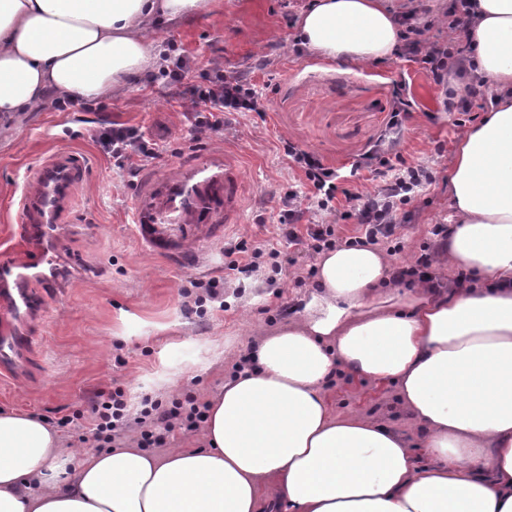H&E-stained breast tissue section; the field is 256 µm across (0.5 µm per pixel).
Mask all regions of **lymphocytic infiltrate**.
Here are the masks:
<instances>
[{"instance_id": "1", "label": "lymphocytic infiltrate", "mask_w": 512, "mask_h": 512, "mask_svg": "<svg viewBox=\"0 0 512 512\" xmlns=\"http://www.w3.org/2000/svg\"><path fill=\"white\" fill-rule=\"evenodd\" d=\"M461 14H449L448 29L451 39L431 43L422 42L419 15L405 18L403 39L406 47L417 57L419 64L439 85H446L449 72L467 61V47L458 34L464 31L469 0H456ZM149 84L175 89L192 117L191 131L218 134L224 130V115L228 112H254L260 106V95L255 85L243 76L225 74L223 68H198L194 59L176 46H169L161 55L156 72L149 74ZM96 141L112 160L114 168L132 169L134 161L150 162L162 151L158 143L146 138L139 128L110 124L100 127ZM288 159L299 167L310 188L319 211L336 216L337 220H354L356 235L343 238L333 224L300 225L301 202L296 192H288L281 201L278 222L284 226L289 244L303 247L308 254H319L342 245L378 246L389 253L401 250L397 228L407 220L406 205L417 198L421 189L431 184L435 175L425 165H407L399 160L397 151L384 140H377L364 156L366 167L372 168L381 182L368 193L354 192L342 184L339 169L327 166L314 153L301 149L293 142L282 144ZM432 244L423 246L420 253L406 265L395 267L392 280L408 286L435 281L432 272L437 245L448 240V227L432 225ZM232 278L244 280L262 270L281 275L297 259L274 245L249 248L240 242L224 252ZM138 416H130L125 393L115 388L97 392L87 407L59 419L58 424L74 434L79 442L95 438L101 447L111 448L123 443L128 432H135L134 442L140 448L164 447L174 433H193L206 421L208 403L191 394L168 401L143 397Z\"/></svg>"}]
</instances>
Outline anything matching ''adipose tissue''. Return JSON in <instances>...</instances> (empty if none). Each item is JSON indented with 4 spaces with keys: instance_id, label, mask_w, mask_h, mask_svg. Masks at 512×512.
I'll return each instance as SVG.
<instances>
[{
    "instance_id": "1",
    "label": "adipose tissue",
    "mask_w": 512,
    "mask_h": 512,
    "mask_svg": "<svg viewBox=\"0 0 512 512\" xmlns=\"http://www.w3.org/2000/svg\"><path fill=\"white\" fill-rule=\"evenodd\" d=\"M207 2L0 0V113L110 97L158 64L148 31ZM470 14L467 76L494 100L455 148L445 254L481 282L400 294L379 249L327 251L301 315L211 399L207 448H73L64 478L59 433L0 413V512H512V0ZM297 30L303 49L360 63L402 36L385 0H312ZM341 367L395 385L428 465L397 431L333 413L324 387Z\"/></svg>"
}]
</instances>
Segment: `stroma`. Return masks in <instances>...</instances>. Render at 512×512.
Wrapping results in <instances>:
<instances>
[{
    "instance_id": "obj_1",
    "label": "stroma",
    "mask_w": 512,
    "mask_h": 512,
    "mask_svg": "<svg viewBox=\"0 0 512 512\" xmlns=\"http://www.w3.org/2000/svg\"><path fill=\"white\" fill-rule=\"evenodd\" d=\"M288 3L220 0L147 34L154 47L177 44L198 64L245 74L262 92V111L225 115L223 135L192 139L178 100L143 80L97 103L0 116V251L16 245L12 202L27 168L66 153L82 154L90 167L60 220L67 271L58 288L43 292L33 363L18 377L0 379V410L56 420L107 386L121 387L134 407L146 395L214 397L239 354L263 330L297 317L311 292L285 274L273 284L261 274L241 288L224 279L225 248L279 240L281 197L306 193L283 140L348 168L384 133L396 100H404L410 117L397 150L406 164L430 166L435 180L411 203L404 248L392 265L409 262L429 242L432 225L454 223L448 168L462 131L444 106L442 86L403 49L371 64L331 63L297 51V26L285 19ZM112 122L141 128L164 145L150 166L155 170L217 149L239 158L249 187L244 222L222 241L203 243L199 265L158 258L137 245L131 200L145 168L113 169L94 140L95 129ZM193 279L224 281L223 303L208 304L203 316L184 309L182 291ZM283 308L288 317L280 316ZM165 364L174 372L168 387L153 381ZM325 393L335 412L371 417L422 447L425 435L397 403L394 385L357 379L344 368Z\"/></svg>"
}]
</instances>
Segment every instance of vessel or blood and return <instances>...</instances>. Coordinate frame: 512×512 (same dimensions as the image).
Returning a JSON list of instances; mask_svg holds the SVG:
<instances>
[{
	"label": "vessel or blood",
	"instance_id": "1",
	"mask_svg": "<svg viewBox=\"0 0 512 512\" xmlns=\"http://www.w3.org/2000/svg\"><path fill=\"white\" fill-rule=\"evenodd\" d=\"M87 166L69 154L31 167L17 203L20 244L0 255V375L18 372L34 343V312L42 307L38 287L50 286L60 253L57 225L73 185ZM139 246L161 257L196 253L202 242L242 223V167L228 150H213L143 177L132 202Z\"/></svg>",
	"mask_w": 512,
	"mask_h": 512
}]
</instances>
